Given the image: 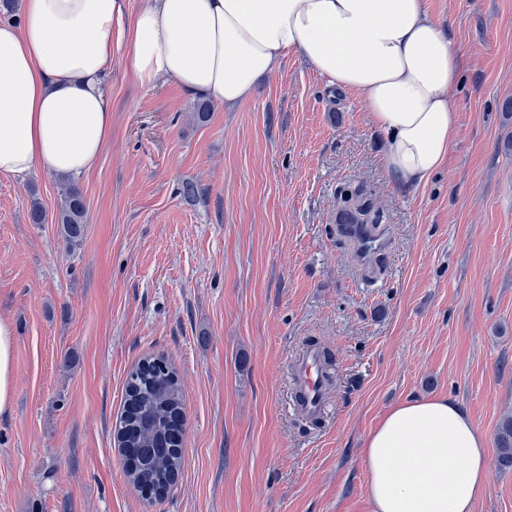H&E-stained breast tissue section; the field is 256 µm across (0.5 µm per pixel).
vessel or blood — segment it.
I'll list each match as a JSON object with an SVG mask.
<instances>
[{
    "label": "vessel or blood",
    "mask_w": 512,
    "mask_h": 512,
    "mask_svg": "<svg viewBox=\"0 0 512 512\" xmlns=\"http://www.w3.org/2000/svg\"><path fill=\"white\" fill-rule=\"evenodd\" d=\"M337 222L340 232L352 242L358 260H367L389 246L385 233L368 231L363 225L353 223L348 215H339ZM291 372L295 387L292 400L294 409L309 419L323 416L327 410V372L321 347L307 346L293 362Z\"/></svg>",
    "instance_id": "obj_1"
}]
</instances>
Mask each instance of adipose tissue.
I'll list each match as a JSON object with an SVG mask.
<instances>
[{
	"instance_id": "ef3b65f1",
	"label": "adipose tissue",
	"mask_w": 512,
	"mask_h": 512,
	"mask_svg": "<svg viewBox=\"0 0 512 512\" xmlns=\"http://www.w3.org/2000/svg\"><path fill=\"white\" fill-rule=\"evenodd\" d=\"M119 11V0H20L17 20L0 21V175L93 169L112 134ZM291 54L362 103L397 183L418 189L445 164L462 59L427 0H150L125 41L142 84L163 78L218 105L249 98ZM364 448L372 512H474L484 493L486 440L457 401L393 406Z\"/></svg>"
}]
</instances>
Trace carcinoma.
<instances>
[{
    "mask_svg": "<svg viewBox=\"0 0 512 512\" xmlns=\"http://www.w3.org/2000/svg\"><path fill=\"white\" fill-rule=\"evenodd\" d=\"M86 204L81 191L68 185L65 187L58 216L65 239L70 243L79 241L84 233ZM125 399L135 401L137 410L133 414L120 416L119 431L133 430L137 435L132 444L137 448L133 468L128 471L133 485L143 489L148 485L160 486L169 494L174 480L171 476L179 472L182 452L175 448L157 450L171 431V414L182 408V391L173 366L160 368L152 360L143 361L133 370L125 383ZM498 466L502 470L512 469V414L502 418L496 432Z\"/></svg>",
    "mask_w": 512,
    "mask_h": 512,
    "instance_id": "cac0c4a2",
    "label": "carcinoma"
}]
</instances>
